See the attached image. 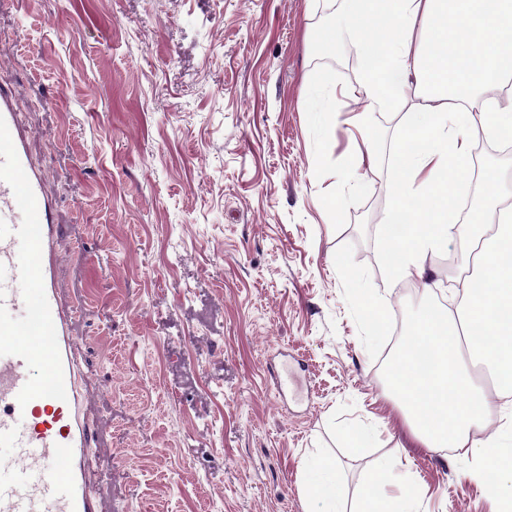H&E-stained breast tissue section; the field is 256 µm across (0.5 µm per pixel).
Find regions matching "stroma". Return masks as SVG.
<instances>
[{"label":"stroma","mask_w":512,"mask_h":512,"mask_svg":"<svg viewBox=\"0 0 512 512\" xmlns=\"http://www.w3.org/2000/svg\"><path fill=\"white\" fill-rule=\"evenodd\" d=\"M340 7L0 0V83L56 200L59 285L100 386L91 484L112 512H326L305 493L321 453L337 512L372 477L391 496L412 483L417 512H502L498 473L473 480V457L414 436L362 307L408 326L429 301L461 306L467 267L449 270V237L420 298L401 292L381 229L399 171L353 160L366 102ZM342 86L347 111L311 112L312 88ZM477 161L463 196L512 201V153Z\"/></svg>","instance_id":"35a3bbf8"}]
</instances>
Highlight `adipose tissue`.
I'll return each instance as SVG.
<instances>
[{
    "instance_id": "adipose-tissue-1",
    "label": "adipose tissue",
    "mask_w": 512,
    "mask_h": 512,
    "mask_svg": "<svg viewBox=\"0 0 512 512\" xmlns=\"http://www.w3.org/2000/svg\"><path fill=\"white\" fill-rule=\"evenodd\" d=\"M340 22L351 33L361 60L359 92L369 107L355 120L360 137L357 164L374 165L379 137L372 113L391 111L407 82L424 103L412 112L405 135L393 146L400 177L394 186L402 232L385 224L399 259L398 275L422 278L421 258L457 235L463 253H476L481 286L466 289L464 311L436 318L421 314L396 363L394 390L413 433L428 448H453L477 459L472 476L500 471L492 494L512 500V414L500 413L494 433L486 432L492 413L461 357L473 348L512 390V210L497 199L476 200L466 223L451 224L449 174L467 167V142L479 135L512 132V103L452 104L456 88L492 91L512 75V0H343ZM479 121L469 124L471 113Z\"/></svg>"
}]
</instances>
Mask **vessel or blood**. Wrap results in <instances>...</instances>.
I'll list each match as a JSON object with an SVG mask.
<instances>
[{"label":"vessel or blood","mask_w":512,"mask_h":512,"mask_svg":"<svg viewBox=\"0 0 512 512\" xmlns=\"http://www.w3.org/2000/svg\"><path fill=\"white\" fill-rule=\"evenodd\" d=\"M30 134L0 87V512H105L89 488V409L84 339L56 286L62 260L54 206L28 153ZM25 223H17L18 213ZM38 299L13 321L19 286Z\"/></svg>","instance_id":"1"}]
</instances>
